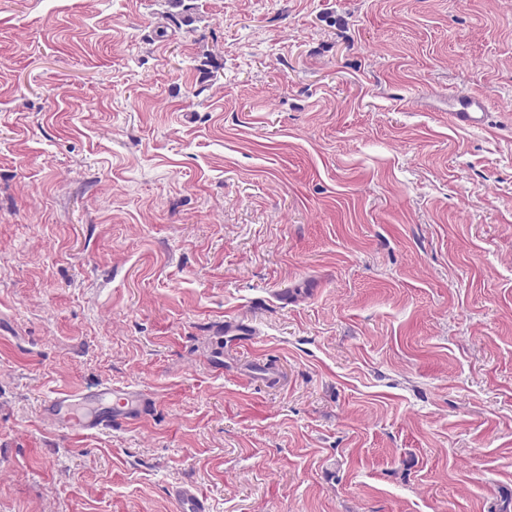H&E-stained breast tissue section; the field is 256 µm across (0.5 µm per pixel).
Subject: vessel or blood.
I'll return each mask as SVG.
<instances>
[{"mask_svg":"<svg viewBox=\"0 0 512 512\" xmlns=\"http://www.w3.org/2000/svg\"><path fill=\"white\" fill-rule=\"evenodd\" d=\"M451 116L462 126H482L486 116L483 97L475 92L454 97ZM146 404L145 398L131 391L106 385L95 395L59 394L48 397L44 402L42 420L49 427L83 435L111 428L113 421L118 419H134ZM171 495L180 512H209L207 503L190 487H172Z\"/></svg>","mask_w":512,"mask_h":512,"instance_id":"1","label":"vessel or blood"}]
</instances>
